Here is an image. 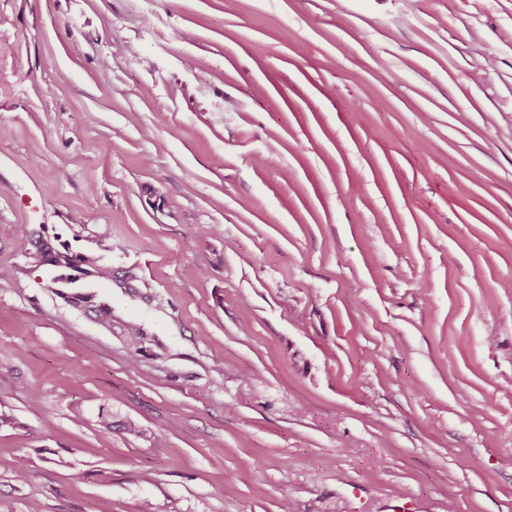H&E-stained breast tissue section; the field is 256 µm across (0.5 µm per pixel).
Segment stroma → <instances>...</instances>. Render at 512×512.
<instances>
[{
	"label": "stroma",
	"mask_w": 512,
	"mask_h": 512,
	"mask_svg": "<svg viewBox=\"0 0 512 512\" xmlns=\"http://www.w3.org/2000/svg\"><path fill=\"white\" fill-rule=\"evenodd\" d=\"M0 414V512H512V0H0ZM66 249H59L49 240L39 238L34 248L26 252L28 263L34 268L48 267L55 273L52 278L54 293L73 308H79L85 312L94 314L95 320L102 326H112V306L97 299L93 292L73 290L66 286L71 278L66 271L75 265L76 257Z\"/></svg>",
	"instance_id": "35a3bbf8"
}]
</instances>
